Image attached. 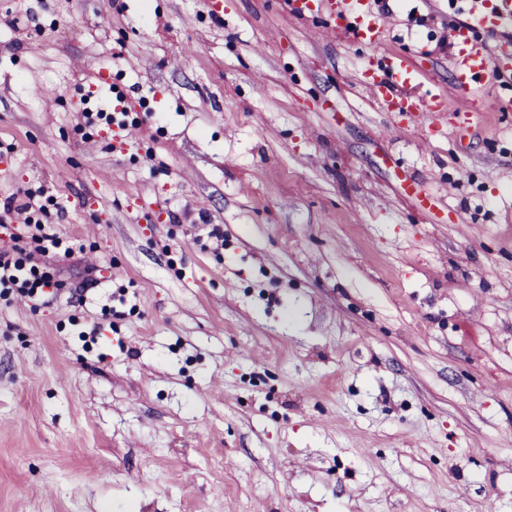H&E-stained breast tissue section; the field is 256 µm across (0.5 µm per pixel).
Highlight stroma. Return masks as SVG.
<instances>
[{"instance_id": "obj_1", "label": "stroma", "mask_w": 512, "mask_h": 512, "mask_svg": "<svg viewBox=\"0 0 512 512\" xmlns=\"http://www.w3.org/2000/svg\"><path fill=\"white\" fill-rule=\"evenodd\" d=\"M389 5L0 0V512H512V78L453 135L467 14ZM304 8L312 10L314 2L322 4L331 14L332 24L330 31L347 28L358 40L375 45L381 36V27L378 21L366 8L365 0H304ZM379 70L382 74L370 66L365 67L362 71L363 83L375 100L390 105L391 93L395 88H400L404 96L397 103V112H409L416 115L446 111L440 95L431 94L420 97L408 91L415 83L417 73L407 58L402 56L386 57ZM35 229L37 233L32 234L31 238L37 243L36 252L45 254L60 248L62 241L53 225H35Z\"/></svg>"}]
</instances>
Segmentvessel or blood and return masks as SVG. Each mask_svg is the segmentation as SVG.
<instances>
[{
    "mask_svg": "<svg viewBox=\"0 0 512 512\" xmlns=\"http://www.w3.org/2000/svg\"><path fill=\"white\" fill-rule=\"evenodd\" d=\"M322 4L331 14L332 29L345 28L358 40L377 44L381 36V27L366 7V0H306L305 9L314 4ZM470 27H482L498 24L501 20L512 19V0H495L493 12H486L479 6L470 10ZM466 30L457 28L451 35L458 45V53L453 62V81L462 97L453 110L456 117L455 129L476 126L481 118L478 108L479 95L475 90L478 77L491 69L505 71L512 62V40L498 45L494 51L484 46L468 42ZM417 73L409 60L402 56L387 57L381 69L364 68L363 83L375 100L390 103L393 90H401L403 98L398 104L399 111L413 115L442 111L440 95L426 97L414 95L411 91Z\"/></svg>",
    "mask_w": 512,
    "mask_h": 512,
    "instance_id": "vessel-or-blood-1",
    "label": "vessel or blood"
}]
</instances>
